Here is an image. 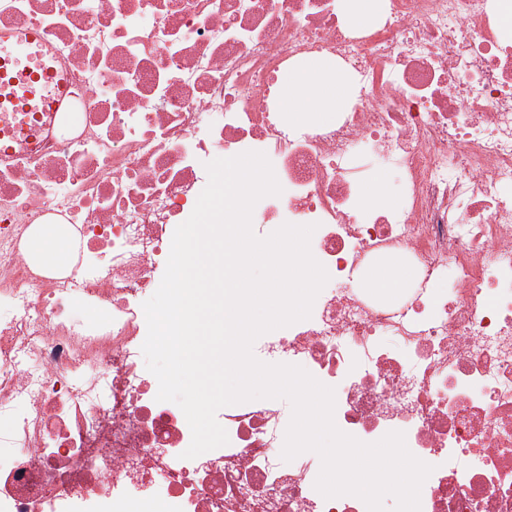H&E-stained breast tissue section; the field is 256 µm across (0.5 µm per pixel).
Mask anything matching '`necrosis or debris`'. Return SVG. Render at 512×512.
I'll return each instance as SVG.
<instances>
[{
  "label": "necrosis or debris",
  "instance_id": "obj_1",
  "mask_svg": "<svg viewBox=\"0 0 512 512\" xmlns=\"http://www.w3.org/2000/svg\"><path fill=\"white\" fill-rule=\"evenodd\" d=\"M28 29L63 90L0 127V512H367L315 489L316 454L282 463L287 401L221 408L228 444L187 459L156 399L142 303L206 163L246 151L282 187L255 234L315 225L330 276L255 356L334 387L359 440L403 432L421 512H512V0H383L362 28L341 0H0ZM309 59L351 88L323 121L280 109ZM383 166L396 202L367 205ZM48 224L68 268L28 250ZM390 260L413 276L387 297L364 281Z\"/></svg>",
  "mask_w": 512,
  "mask_h": 512
}]
</instances>
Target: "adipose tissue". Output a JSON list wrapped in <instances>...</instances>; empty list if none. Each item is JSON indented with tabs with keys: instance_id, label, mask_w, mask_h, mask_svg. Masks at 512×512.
<instances>
[{
	"instance_id": "ef3b65f1",
	"label": "adipose tissue",
	"mask_w": 512,
	"mask_h": 512,
	"mask_svg": "<svg viewBox=\"0 0 512 512\" xmlns=\"http://www.w3.org/2000/svg\"><path fill=\"white\" fill-rule=\"evenodd\" d=\"M348 86L331 69L317 61L301 65L282 85V109L303 120L308 115L326 119L339 111L348 97Z\"/></svg>"
}]
</instances>
